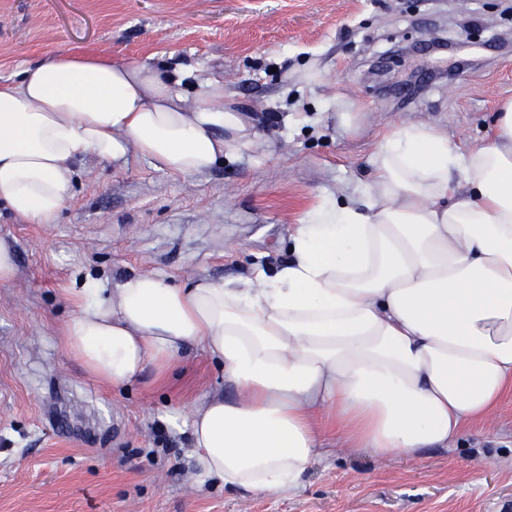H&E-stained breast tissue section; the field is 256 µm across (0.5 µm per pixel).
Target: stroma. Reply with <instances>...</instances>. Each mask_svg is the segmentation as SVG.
Masks as SVG:
<instances>
[{"instance_id":"35a3bbf8","label":"stroma","mask_w":512,"mask_h":512,"mask_svg":"<svg viewBox=\"0 0 512 512\" xmlns=\"http://www.w3.org/2000/svg\"><path fill=\"white\" fill-rule=\"evenodd\" d=\"M459 40L432 51L433 37ZM63 51L224 81L266 147L182 177L129 154L75 165L56 223L0 206L15 278L0 284V512H512V393L451 450L377 461L329 440L302 493L198 485L188 413L224 393L199 347L162 378L115 387L62 349L74 289L136 274L215 283L272 269L303 213L354 191L392 129L430 124L466 148L512 97V0H0V79ZM317 81H306L307 72ZM361 111L357 132L328 117ZM332 117L338 119L339 123L350 132H356L359 128V112L353 103L334 100L328 107Z\"/></svg>"}]
</instances>
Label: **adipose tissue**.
<instances>
[{"instance_id": "adipose-tissue-1", "label": "adipose tissue", "mask_w": 512, "mask_h": 512, "mask_svg": "<svg viewBox=\"0 0 512 512\" xmlns=\"http://www.w3.org/2000/svg\"><path fill=\"white\" fill-rule=\"evenodd\" d=\"M180 85L160 66L76 53L0 81V203L52 224L84 157L133 151L187 177L261 144L223 80H202L191 107ZM370 164L358 199L303 214L273 271L89 279L75 293L62 346L93 378L161 377L192 345L222 362L232 397L190 414L199 480L288 498L324 451L326 415L348 449L415 460L512 390V98L484 144L401 126Z\"/></svg>"}]
</instances>
